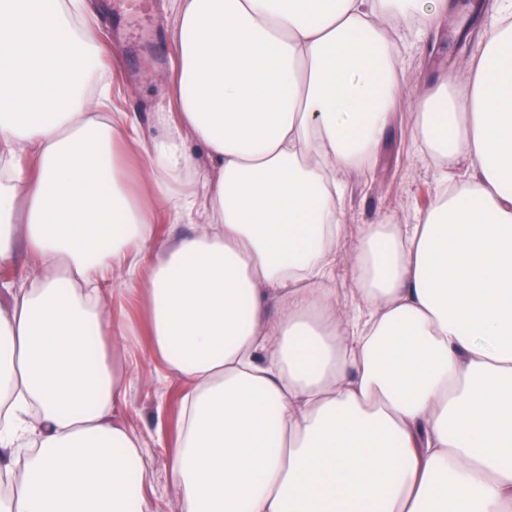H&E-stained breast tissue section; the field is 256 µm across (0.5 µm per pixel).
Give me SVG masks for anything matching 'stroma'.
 Wrapping results in <instances>:
<instances>
[{
  "label": "stroma",
  "instance_id": "stroma-1",
  "mask_svg": "<svg viewBox=\"0 0 512 512\" xmlns=\"http://www.w3.org/2000/svg\"><path fill=\"white\" fill-rule=\"evenodd\" d=\"M98 22V38L116 51L117 61L103 76L111 80L115 110L129 113L143 142L162 129L160 116L174 94L171 81V32L174 0H151L162 26L143 39L127 44L119 38L128 17L113 13L112 0H87ZM452 11L419 36L414 25L397 29L399 61L404 73V97L394 112L377 159L359 171L341 173L344 196L340 221L345 226L342 250H349L363 225L385 214L396 223H414L433 202L439 189L435 163L423 153L413 134L412 110L431 75L461 67L477 53L486 32L496 23L499 0H451ZM122 417L140 440L151 477L144 488L155 512H180L178 490L172 482L167 439L177 433L185 385L168 376L147 351L130 366Z\"/></svg>",
  "mask_w": 512,
  "mask_h": 512
}]
</instances>
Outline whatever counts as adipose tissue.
<instances>
[{"instance_id":"1","label":"adipose tissue","mask_w":512,"mask_h":512,"mask_svg":"<svg viewBox=\"0 0 512 512\" xmlns=\"http://www.w3.org/2000/svg\"><path fill=\"white\" fill-rule=\"evenodd\" d=\"M80 10L0 0V266L34 262L1 288L0 512H154L121 420L142 344L189 386L181 512H512V0L418 100L440 189L413 224L361 228L348 307L336 175L402 102L389 30L448 0H176L146 144L91 114L112 53ZM199 208L159 238L158 212ZM334 288L337 289L339 301L344 305H349L352 301L350 294L351 280L348 267L344 264L343 259L337 255L336 269L334 273Z\"/></svg>"}]
</instances>
